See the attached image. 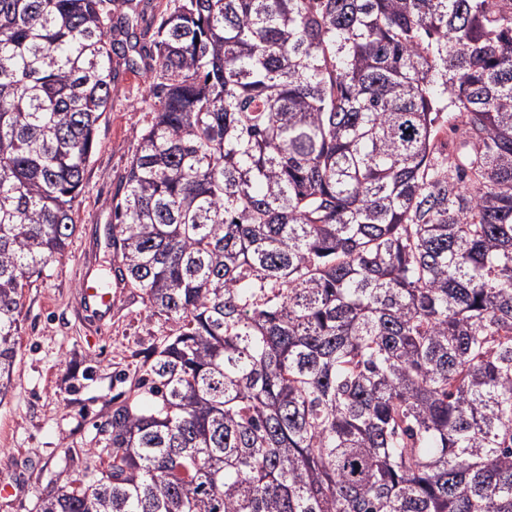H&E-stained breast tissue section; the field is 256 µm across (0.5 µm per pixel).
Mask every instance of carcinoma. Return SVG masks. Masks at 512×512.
<instances>
[{
    "mask_svg": "<svg viewBox=\"0 0 512 512\" xmlns=\"http://www.w3.org/2000/svg\"><path fill=\"white\" fill-rule=\"evenodd\" d=\"M0 0V401L116 92ZM112 214L175 324L37 512H512V0H173Z\"/></svg>",
    "mask_w": 512,
    "mask_h": 512,
    "instance_id": "carcinoma-1",
    "label": "carcinoma"
}]
</instances>
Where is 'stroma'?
<instances>
[{"label": "stroma", "mask_w": 512, "mask_h": 512, "mask_svg": "<svg viewBox=\"0 0 512 512\" xmlns=\"http://www.w3.org/2000/svg\"><path fill=\"white\" fill-rule=\"evenodd\" d=\"M150 39L114 54L117 91L98 123L96 148L74 205L77 231L65 257L25 289L12 387L0 401V482L14 485L0 512H36L59 477H83L98 463L90 441L108 407L141 378L171 322L150 315L140 293L113 283L112 307L99 320L81 311L86 275L111 267L107 244L112 198L122 186L148 121L140 101L151 79Z\"/></svg>", "instance_id": "obj_1"}]
</instances>
